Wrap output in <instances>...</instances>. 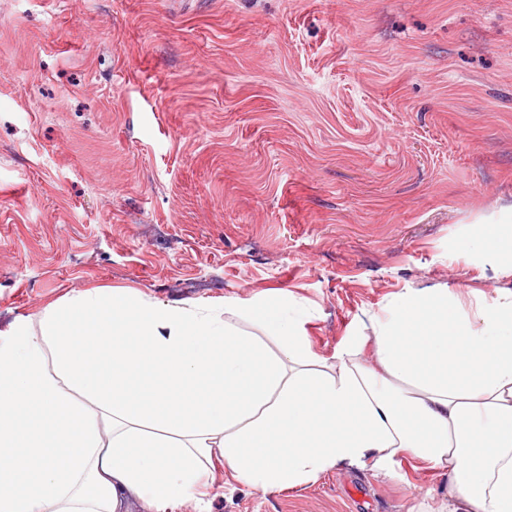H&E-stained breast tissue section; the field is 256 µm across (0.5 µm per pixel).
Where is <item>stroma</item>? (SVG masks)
Here are the masks:
<instances>
[{
    "mask_svg": "<svg viewBox=\"0 0 512 512\" xmlns=\"http://www.w3.org/2000/svg\"><path fill=\"white\" fill-rule=\"evenodd\" d=\"M512 0H0V330L67 293L282 291L332 359L406 288L512 293ZM340 470L203 512H440ZM509 245L512 249V226L483 224L466 244V249L482 251L494 264H498L504 247Z\"/></svg>",
    "mask_w": 512,
    "mask_h": 512,
    "instance_id": "35a3bbf8",
    "label": "stroma"
}]
</instances>
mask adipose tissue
Here are the masks:
<instances>
[{
    "mask_svg": "<svg viewBox=\"0 0 512 512\" xmlns=\"http://www.w3.org/2000/svg\"><path fill=\"white\" fill-rule=\"evenodd\" d=\"M310 315L287 294L216 307L92 289L16 320L0 331V512L130 497L179 512L218 459L265 493L401 458L447 471L448 512H512V296L469 309L445 286L404 289L326 365Z\"/></svg>",
    "mask_w": 512,
    "mask_h": 512,
    "instance_id": "obj_1",
    "label": "adipose tissue"
}]
</instances>
